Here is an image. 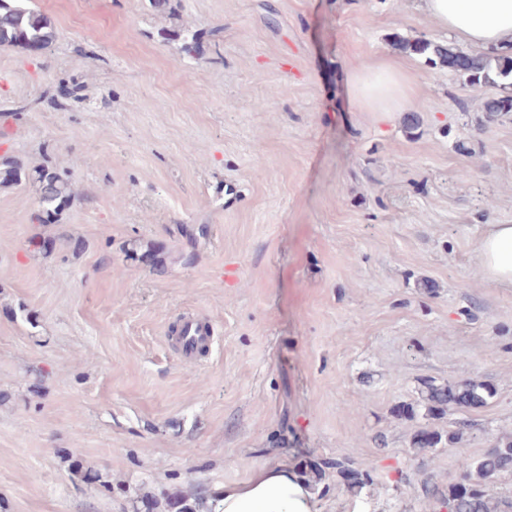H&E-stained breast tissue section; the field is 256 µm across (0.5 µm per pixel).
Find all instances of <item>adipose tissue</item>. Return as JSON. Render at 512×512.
I'll return each instance as SVG.
<instances>
[{
	"instance_id": "adipose-tissue-1",
	"label": "adipose tissue",
	"mask_w": 512,
	"mask_h": 512,
	"mask_svg": "<svg viewBox=\"0 0 512 512\" xmlns=\"http://www.w3.org/2000/svg\"><path fill=\"white\" fill-rule=\"evenodd\" d=\"M439 29L473 50L512 44V0H422ZM348 91L358 111L388 116L412 108L409 82L395 63L380 62L347 74ZM477 258L483 278L512 287V224L485 225ZM213 512H320L319 500L288 467L264 464L242 482L213 491Z\"/></svg>"
}]
</instances>
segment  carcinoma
Masks as SVG:
<instances>
[{"label": "carcinoma", "instance_id": "cac0c4a2", "mask_svg": "<svg viewBox=\"0 0 512 512\" xmlns=\"http://www.w3.org/2000/svg\"><path fill=\"white\" fill-rule=\"evenodd\" d=\"M55 33L50 20L36 11L32 0H0V45L31 50L36 45L49 46ZM397 45L412 54L423 56L434 66L466 78L473 86H495L512 78V46L495 49L480 55L457 47L443 46L427 40H399ZM484 112L492 119L503 112H512V95L490 96L484 101ZM31 184L38 196L35 219L41 224H57L69 205L78 197L72 182L47 167L29 168L15 161H0V187ZM495 389L485 383H462L427 380L420 391L423 416L441 418L451 411L474 410L488 405ZM462 436L459 429L444 435L422 429L414 436L412 448L416 453L436 450L443 444L455 443ZM336 475L349 492L359 495L371 485V477L336 460ZM512 480V434L503 435L488 452L472 459L464 458L461 474L446 490L437 486L426 488V495L438 509L446 512H512V499L496 496L490 487ZM170 512H210L207 495L182 497L167 504Z\"/></svg>", "mask_w": 512, "mask_h": 512}]
</instances>
